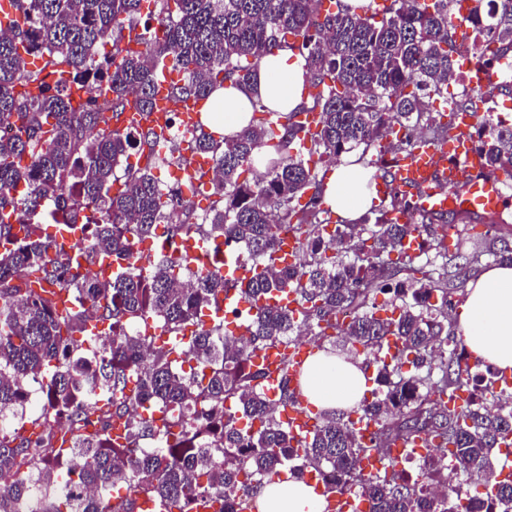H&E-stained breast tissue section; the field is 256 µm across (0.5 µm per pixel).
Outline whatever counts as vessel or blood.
Masks as SVG:
<instances>
[{
  "mask_svg": "<svg viewBox=\"0 0 512 512\" xmlns=\"http://www.w3.org/2000/svg\"><path fill=\"white\" fill-rule=\"evenodd\" d=\"M460 67L468 73L471 84L485 86L501 82L498 67L486 63L479 52L463 56ZM181 79V73L164 68L156 82L153 112L145 117L135 110H128L121 118L122 125L164 129L165 115L172 108L170 90ZM452 116L458 136L435 146L421 142L411 152L399 155L390 177H379L374 181L379 196H388L396 189L407 191L414 195L421 209L435 213L457 211L484 215L498 210L501 202L499 184L507 174L503 171L489 174L481 154L467 135L468 130L482 122L486 114L481 110H456ZM221 271L225 280L233 284L247 283L254 273L252 266L229 249L224 252ZM280 357L275 349L257 351L253 357L254 364L263 366L269 373L266 391L272 397L279 392ZM282 418L299 436L309 434L316 423L300 401L287 406Z\"/></svg>",
  "mask_w": 512,
  "mask_h": 512,
  "instance_id": "1",
  "label": "vessel or blood"
}]
</instances>
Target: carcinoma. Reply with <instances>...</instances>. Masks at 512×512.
I'll list each match as a JSON object with an SVG mask.
<instances>
[{"instance_id":"carcinoma-1","label":"carcinoma","mask_w":512,"mask_h":512,"mask_svg":"<svg viewBox=\"0 0 512 512\" xmlns=\"http://www.w3.org/2000/svg\"><path fill=\"white\" fill-rule=\"evenodd\" d=\"M14 2L18 20L0 31V124L17 127L0 137V477L11 476L0 485V512H140L143 499L155 512H252L263 481L296 460L292 471L315 473L324 496L364 497L370 512H472L477 502L512 512V477L489 460L492 449L512 446V387L469 362L451 315L455 280L476 275L486 257L512 263V225L489 214L483 220L498 234L452 253L444 215L386 220L416 208L413 194L395 191L358 222L327 231L325 165L359 150L376 155L368 165L386 176L385 155L452 133L428 112L430 100L466 110L493 97L494 86L448 98L466 51L454 39V0H387L383 10L376 0H334L331 11L323 0H153L146 20L142 0ZM482 2L470 11L472 48L491 62L512 51V0ZM103 42L112 54L100 61ZM283 47L305 56L304 89L317 92L291 111L252 103L266 129L190 142L218 171L203 215L163 193L152 174L162 135L112 121L131 102L152 109L165 64L183 71L174 102L207 100L226 81L249 84ZM27 55L41 66L29 68ZM306 112L319 115L313 130L299 119ZM469 137L489 172L512 168L511 121L488 118ZM259 163L262 179H240ZM47 215L85 246L56 242L43 230ZM160 227L168 244L187 234L203 241L211 263L135 252ZM286 231L299 254L279 267ZM418 238L419 254L403 249ZM224 245L262 266L240 289L258 313L243 312L244 335L221 316L185 342L184 328L203 311L224 309ZM104 253L118 261L107 279L94 269ZM24 270L44 287L19 279ZM56 288L71 306H57ZM274 292L294 293L300 310L260 304ZM379 294L392 295L385 317ZM341 313L351 316L345 325ZM98 324L108 341L90 334ZM302 331L346 359L362 346L376 388L346 411H318L314 431L297 437L280 411L300 390L284 371L271 400L251 357ZM33 383L44 404L25 419L34 430L24 435L10 420ZM461 388L467 400L448 406ZM354 414L377 427L369 441L355 432ZM115 420L127 425L123 444L111 437ZM416 438L427 446L415 479L398 461L373 474L360 468L370 451ZM474 479L475 494L464 489Z\"/></svg>"}]
</instances>
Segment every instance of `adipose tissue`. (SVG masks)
Here are the masks:
<instances>
[{
	"label": "adipose tissue",
	"instance_id": "1",
	"mask_svg": "<svg viewBox=\"0 0 512 512\" xmlns=\"http://www.w3.org/2000/svg\"><path fill=\"white\" fill-rule=\"evenodd\" d=\"M308 73L304 56L283 49L261 62L253 89L226 85L211 97L203 120L220 123L225 138H235L249 124L251 100L262 99L295 108L302 104V86ZM371 172L343 158L325 191V200L337 213L357 220L367 212L372 197L365 184ZM474 357L501 370L512 369V265L494 264L469 281L465 301L457 311V330ZM369 374L360 363L346 362L323 351L303 365L302 394L320 410L346 409L360 402ZM257 512H324V498L305 481L273 478L256 499Z\"/></svg>",
	"mask_w": 512,
	"mask_h": 512
}]
</instances>
